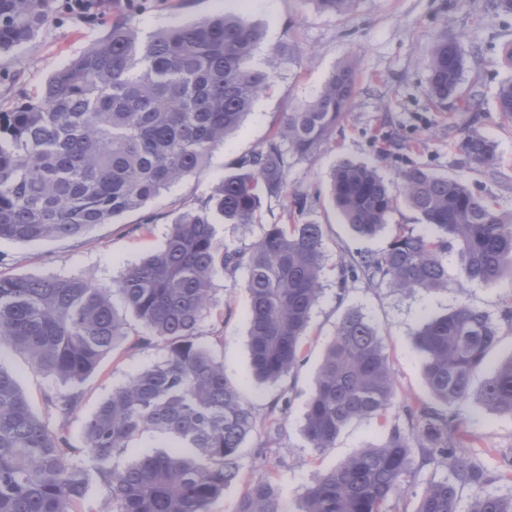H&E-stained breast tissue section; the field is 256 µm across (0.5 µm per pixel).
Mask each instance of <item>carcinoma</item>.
I'll return each instance as SVG.
<instances>
[{"label":"carcinoma","mask_w":512,"mask_h":512,"mask_svg":"<svg viewBox=\"0 0 512 512\" xmlns=\"http://www.w3.org/2000/svg\"><path fill=\"white\" fill-rule=\"evenodd\" d=\"M347 14L356 0H314ZM54 0H0V55L18 54L40 34ZM259 28L224 14L171 25L144 36L124 18L41 82L30 99L0 111V241L84 236L140 211L177 181L195 174L242 124L275 81L252 63ZM465 66L456 39L440 38L428 57V82L439 109L480 103L462 87ZM357 73L342 65L317 96L282 115L264 147L239 159L223 181L171 223L162 249L126 267L115 281L140 324L133 347L160 345L164 359L130 377L85 423L80 452L63 434L79 385L129 336L110 293L81 279L0 273V346L25 353L31 367L71 386L51 398L59 427L30 408L14 375L0 365V512H84L91 484L112 496L114 512H211L242 469L241 450L255 428L252 407L224 372V360L199 341L213 307L216 279L246 273L251 375L279 382L304 359V340L320 295L322 225L269 224L254 241L230 248L218 224H252L269 200L292 198L298 215L306 193L288 194L291 160L329 143L355 94ZM512 118V82L495 95ZM463 163L496 172L494 146L475 130L457 143ZM402 194L435 234L396 225L379 252L344 255L339 288L433 292L448 288L444 262L458 254L469 281L488 287L512 278V218L462 179L424 168L400 174ZM331 196L359 237L377 236L397 208L376 168L341 160ZM499 341V326L465 303L417 331L426 358L429 399L397 401L381 336L358 309L336 323L306 405L303 434L323 452L355 420L372 418L381 438L338 467L313 474L301 512H394L408 479L431 462L448 476L431 480L414 512H459V490L474 493L468 512H512V497L483 494L486 474L461 454L473 436L459 405ZM489 411L512 416V356L479 391ZM172 438L168 451H142L125 466L115 459L131 442ZM235 512H283L273 475L251 478Z\"/></svg>","instance_id":"cac0c4a2"}]
</instances>
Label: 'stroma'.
I'll return each instance as SVG.
<instances>
[{"label": "stroma", "mask_w": 512, "mask_h": 512, "mask_svg": "<svg viewBox=\"0 0 512 512\" xmlns=\"http://www.w3.org/2000/svg\"><path fill=\"white\" fill-rule=\"evenodd\" d=\"M246 16L263 32L256 64L275 68L278 77L257 99L241 129L214 149L206 166L151 201L145 211L122 216L118 223L100 224L77 239L37 242L0 241V272L19 276L78 278L109 290L126 265L163 246L172 220L206 197L240 157L261 149L283 112L313 99L331 74L346 61L358 74L355 96L329 143L288 170V187L307 191L309 220L324 226L323 292L314 308L304 360L294 374L275 385L256 383L249 373V295L228 279L215 283L214 307L202 324L200 340L223 358L228 378L240 384L253 408L256 427L242 450L239 480L215 502L213 512H234L251 476L275 477L285 512H299L312 475L328 470L377 442L376 421L352 422L323 452L309 448L302 426L315 373L336 323L348 308L360 309L377 329L392 361L398 396L427 398L424 356L415 334L424 321L459 303L499 316L501 300L512 293V281L488 288L467 282L456 253H449L447 289L402 293L382 286L337 282L344 252L383 250L393 232L374 238L355 236L342 224L330 196V172L342 160L375 162L380 175L397 185L402 171L421 167L463 178L471 189L512 211V119L502 118L493 94L512 80L506 49L512 44V14L493 11L490 0H358L345 15L319 10L314 0H112L97 21L53 12L38 39L21 54L0 58V107L24 101L37 81L61 67L104 31L105 22L123 16L141 32L172 24L200 21L216 14ZM443 36L457 39L465 57L463 86L482 93L481 112L436 109L428 91L426 62ZM490 140L499 160L496 175L464 166L455 144L466 131ZM287 201L263 205L255 224H222L218 234L236 247L257 238L266 225L287 221ZM155 221L143 224L144 213ZM165 354L162 346L127 350L119 346L81 386V401L65 426L74 447H81L85 422L112 391ZM0 364L11 371L35 414L55 415L50 399L63 392L59 381L31 369L24 356L0 349ZM289 395L287 413L277 428L266 419L269 406ZM475 445L469 453L490 477L485 492L512 497V417L485 410L477 397L460 407Z\"/></svg>", "instance_id": "stroma-1"}]
</instances>
